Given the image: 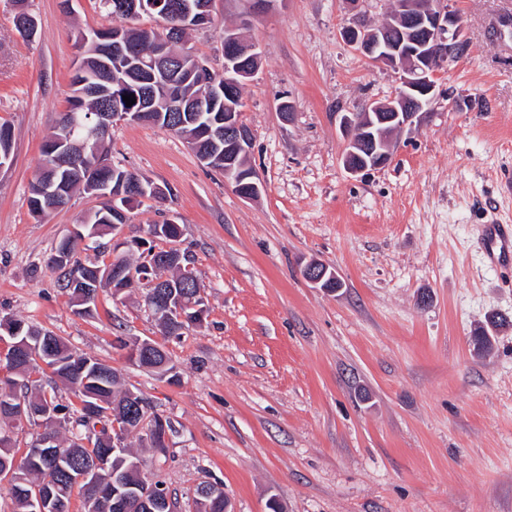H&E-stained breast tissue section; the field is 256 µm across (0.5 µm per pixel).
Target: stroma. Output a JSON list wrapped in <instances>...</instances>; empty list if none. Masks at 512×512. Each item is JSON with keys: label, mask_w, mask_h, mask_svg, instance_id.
<instances>
[{"label": "stroma", "mask_w": 512, "mask_h": 512, "mask_svg": "<svg viewBox=\"0 0 512 512\" xmlns=\"http://www.w3.org/2000/svg\"><path fill=\"white\" fill-rule=\"evenodd\" d=\"M467 54L450 64L432 114L394 133L392 162L365 175L342 163L338 113L390 97L395 74L344 44L346 0H283L252 19L262 64L243 89L260 197L240 198L185 139L118 123L109 159L166 192L129 214L127 237L175 215L207 313L165 336L145 291L101 292L75 314L46 261L96 198L76 193L44 217L29 210L41 148L71 95L76 31L120 25L100 0H26L22 36L0 0V123L13 161L0 166V313L53 332L114 368L166 418V448L127 442L162 480L175 512H194L201 482L223 486L233 512H512V278L489 268L478 228L512 224V0H449ZM187 45L224 67V29L238 0ZM292 107L283 119L279 105ZM334 268L328 293L302 276ZM505 318L489 352L471 338ZM150 338L179 383L132 365L116 338Z\"/></svg>", "instance_id": "obj_1"}]
</instances>
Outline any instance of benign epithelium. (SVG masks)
<instances>
[{
    "instance_id": "1",
    "label": "benign epithelium",
    "mask_w": 512,
    "mask_h": 512,
    "mask_svg": "<svg viewBox=\"0 0 512 512\" xmlns=\"http://www.w3.org/2000/svg\"><path fill=\"white\" fill-rule=\"evenodd\" d=\"M245 5L242 23H247L246 16H254L272 10L279 0H240ZM161 9L162 28L159 30L144 29L149 39L154 41L155 51L152 54L153 71L149 72L146 81L154 82L155 75L170 69L186 71L187 79L202 78L210 74V70L202 63L198 56L189 50L173 53L167 30L177 28H205L213 22V2L205 7L193 9L178 0V2L164 5L162 0H124L122 10L126 12L127 19L133 23L149 11ZM389 20L384 24L372 27L365 16L355 13L346 18L341 27V36L344 41L356 52L374 64L384 65L398 74V87L393 96L375 101L361 112H346L340 119V127L348 135L347 148L342 162L345 169L352 175H361L369 170L381 169L393 159L389 134L381 137L380 147L368 149L371 164H361L356 160L355 149L363 144L352 133L359 132L364 123L369 127L389 126V130H401L412 126L422 115L424 108L434 105L440 97L437 91L436 78L440 70L447 64L462 58L468 50V40L464 35L461 18L448 8L446 0H396V4L388 11ZM98 38L109 42L107 52L112 60H132L135 57L134 49L127 43L122 30L109 32L98 30ZM261 66V55L257 44L243 38L238 29H224V84L220 90L224 97L243 103L237 92L241 90L244 82L252 79ZM169 105L176 112H202L200 105L185 104L181 92L176 86L167 84L162 87ZM151 109L142 105L135 111L104 112L98 116L96 129L99 132H108L110 126L117 122H134L146 124L151 122ZM242 108H232L224 114V173L232 178L237 194L246 201L258 198L263 190V182L256 170L250 165L240 164V159L249 155L252 145V131L242 120ZM215 134L213 128L203 126L200 136L188 139V146L202 164H207L211 158L200 152V142ZM84 149V145L72 141L69 136H61L45 147L47 160L46 172L55 173L67 169L71 173L81 175L76 161L77 150ZM98 198L103 201L115 202L124 199V209L114 208L120 215H126V210L142 199V196L133 193L114 194L110 185L101 186L97 192ZM125 225H112V255L132 245L136 246L141 258L139 270H131L125 279L127 286L112 290V296L117 297L131 288H158L162 280L155 276L157 249L151 247L154 236L146 231L142 237L128 239L124 233ZM304 279L317 288L331 289L336 282L337 275L329 266L311 261L303 269ZM73 285L82 288L78 293L79 307L75 312L85 311V307L97 299L99 282L84 283L78 275H73ZM158 300L167 310L178 315V320H186L183 309L186 301L174 298L164 293L158 295ZM0 329L9 337L11 342L0 349V373L5 375L18 371L17 365L37 345L35 336H24L21 330L12 327L11 318L0 317ZM0 409L5 411L4 418L15 426L24 425L30 421H43L49 413L35 410L27 400L20 396L4 397L0 399ZM169 430L165 419L159 420V426L147 434V438L154 447L164 448L167 445ZM32 512H57L58 504L51 494L38 495L30 500Z\"/></svg>"
}]
</instances>
